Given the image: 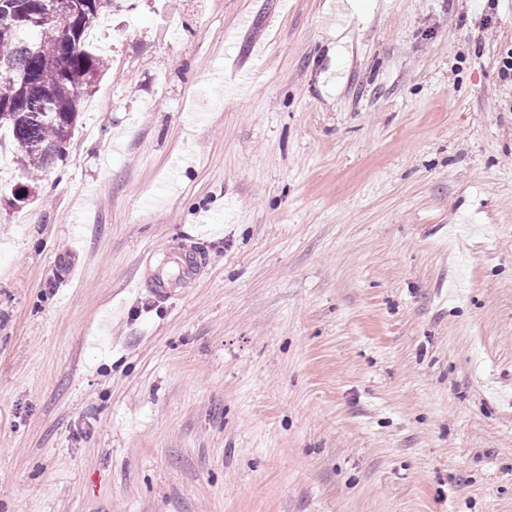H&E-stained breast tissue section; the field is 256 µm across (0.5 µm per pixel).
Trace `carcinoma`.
<instances>
[{"instance_id": "obj_1", "label": "carcinoma", "mask_w": 512, "mask_h": 512, "mask_svg": "<svg viewBox=\"0 0 512 512\" xmlns=\"http://www.w3.org/2000/svg\"><path fill=\"white\" fill-rule=\"evenodd\" d=\"M50 2L0 0V128L31 181L66 157L84 97L108 69L87 39L115 0H68L78 5L71 25Z\"/></svg>"}]
</instances>
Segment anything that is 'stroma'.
I'll use <instances>...</instances> for the list:
<instances>
[{"instance_id": "obj_1", "label": "stroma", "mask_w": 512, "mask_h": 512, "mask_svg": "<svg viewBox=\"0 0 512 512\" xmlns=\"http://www.w3.org/2000/svg\"><path fill=\"white\" fill-rule=\"evenodd\" d=\"M89 44L68 156L0 180V512H512V0Z\"/></svg>"}]
</instances>
